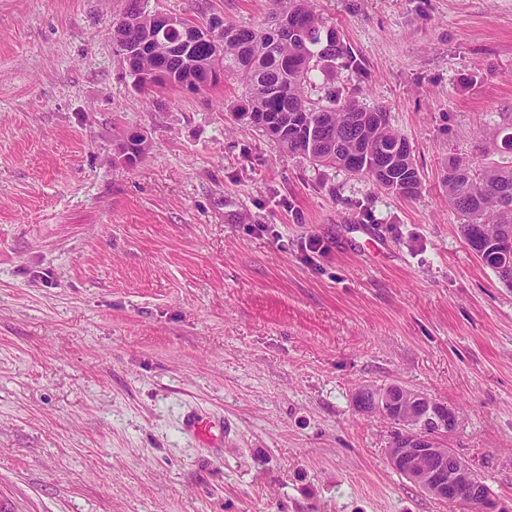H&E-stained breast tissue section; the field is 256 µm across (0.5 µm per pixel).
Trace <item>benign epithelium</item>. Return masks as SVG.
Listing matches in <instances>:
<instances>
[{
	"label": "benign epithelium",
	"instance_id": "7a95c632",
	"mask_svg": "<svg viewBox=\"0 0 512 512\" xmlns=\"http://www.w3.org/2000/svg\"><path fill=\"white\" fill-rule=\"evenodd\" d=\"M373 412L393 410L403 430L391 439L387 456L392 467L430 496L445 501L463 502L476 512H512L490 498L472 471L443 444L448 429L456 426V413L435 399L401 385L370 388ZM437 426L429 432L424 423Z\"/></svg>",
	"mask_w": 512,
	"mask_h": 512
}]
</instances>
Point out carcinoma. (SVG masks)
Returning a JSON list of instances; mask_svg holds the SVG:
<instances>
[{
	"label": "carcinoma",
	"instance_id": "carcinoma-1",
	"mask_svg": "<svg viewBox=\"0 0 512 512\" xmlns=\"http://www.w3.org/2000/svg\"><path fill=\"white\" fill-rule=\"evenodd\" d=\"M268 23L224 24L216 33L157 27L155 14L129 0L112 29L117 53L141 47L131 63L143 85L163 71L169 84L186 79L207 86L224 80L244 85V106L260 129H285L276 142L317 166L342 168L396 194L412 197L421 188L407 139L394 130L387 112L356 103L317 106L308 96L311 74L344 53L336 32L311 9L310 0H272ZM143 153V138H125L119 154L131 163ZM448 201L463 217L459 232L473 254L512 288V257L493 245L512 239V165L476 167L452 161L445 178Z\"/></svg>",
	"mask_w": 512,
	"mask_h": 512
}]
</instances>
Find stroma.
<instances>
[{
  "label": "stroma",
  "mask_w": 512,
  "mask_h": 512,
  "mask_svg": "<svg viewBox=\"0 0 512 512\" xmlns=\"http://www.w3.org/2000/svg\"><path fill=\"white\" fill-rule=\"evenodd\" d=\"M127 4L0 0V505L468 512L397 472L392 424L357 409L359 386L399 384L457 412L447 447L511 506L512 288L443 176L503 159L512 0H311L350 51L311 100L385 108L413 197L284 152L236 120V82L136 86L112 44ZM192 409L224 418L221 447L184 431Z\"/></svg>",
  "instance_id": "1"
}]
</instances>
